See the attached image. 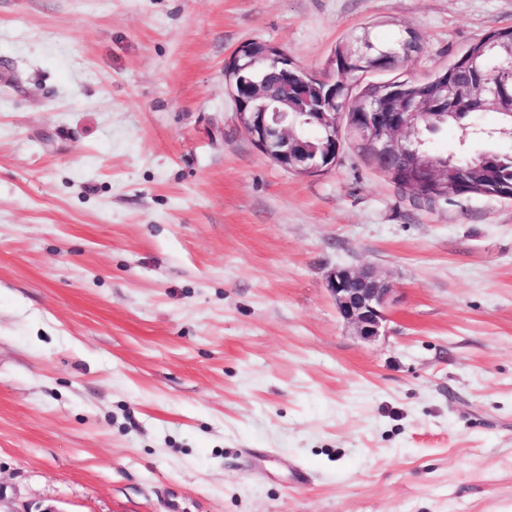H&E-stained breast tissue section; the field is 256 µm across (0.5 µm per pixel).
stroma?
<instances>
[{"label":"stroma","mask_w":512,"mask_h":512,"mask_svg":"<svg viewBox=\"0 0 512 512\" xmlns=\"http://www.w3.org/2000/svg\"><path fill=\"white\" fill-rule=\"evenodd\" d=\"M364 27L422 80L512 0H0V512H512V199L289 172L224 90ZM326 283L339 315L358 336L370 341L381 334L393 291L386 280L370 267H336L328 272Z\"/></svg>","instance_id":"obj_1"}]
</instances>
